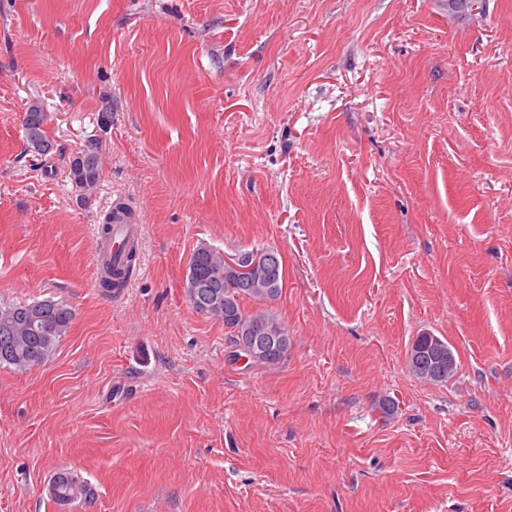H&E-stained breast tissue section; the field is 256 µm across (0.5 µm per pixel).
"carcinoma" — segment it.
<instances>
[{
  "mask_svg": "<svg viewBox=\"0 0 512 512\" xmlns=\"http://www.w3.org/2000/svg\"><path fill=\"white\" fill-rule=\"evenodd\" d=\"M47 113L38 101L28 103L22 128L27 150L45 155L53 147L47 138ZM100 177L98 147L89 142L85 150L74 155L69 162V178L83 193L91 192ZM264 250L241 251L230 264L219 251L201 246L191 255L184 283V295L196 311L224 321L232 346L248 343L258 336L267 343L256 353L239 351L254 365H275L287 354L291 344L288 329L277 315L265 305L276 300L283 287V265L270 268L265 262ZM135 255L126 257L124 270L107 271L100 280L103 291L110 293L115 283L112 277H128ZM213 288L220 301L207 308L195 302L200 286ZM248 299L259 308L248 311L243 300ZM73 318L71 310L52 298L24 304L0 305V364L26 371L44 362L60 338L69 329ZM409 372L417 379L430 383H445L457 369L455 355L448 342L438 336L422 334L408 350ZM49 494L59 506L77 499H87L93 491L75 471L60 469L52 477Z\"/></svg>",
  "mask_w": 512,
  "mask_h": 512,
  "instance_id": "cac0c4a2",
  "label": "carcinoma"
}]
</instances>
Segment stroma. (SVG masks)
<instances>
[{"instance_id":"stroma-1","label":"stroma","mask_w":512,"mask_h":512,"mask_svg":"<svg viewBox=\"0 0 512 512\" xmlns=\"http://www.w3.org/2000/svg\"><path fill=\"white\" fill-rule=\"evenodd\" d=\"M202 245L281 257L278 364L186 301ZM48 297L66 335L0 366V512H512V0H0V303ZM425 332L448 382L407 369ZM47 113L39 101H30L27 105L22 128L26 148L35 154L45 155L53 147L52 142L47 138L45 125ZM87 153H86V152ZM89 154L92 158L87 162L81 159ZM100 177V158L98 155L97 143L90 141L85 149L72 157L69 162V178L73 185L86 195L97 185ZM112 209V217L104 224L107 229L112 224L111 232L99 238L95 252V264L98 269H102L106 264L120 265L127 255L128 249L132 244H138L143 234V224L139 220H134L126 208L116 204ZM135 255L131 251L124 264V270L112 271L108 268L107 275L100 280V287L104 292L119 294L122 288L112 291L115 283L112 276L125 279L130 274L134 265ZM435 357L437 360L442 357V360L433 369ZM407 364L415 378L430 383L447 382L457 369L456 358L448 342L430 333L416 337L408 350ZM49 494L59 506H66L77 499H87L94 494L82 477L70 469H59L52 477Z\"/></svg>"}]
</instances>
